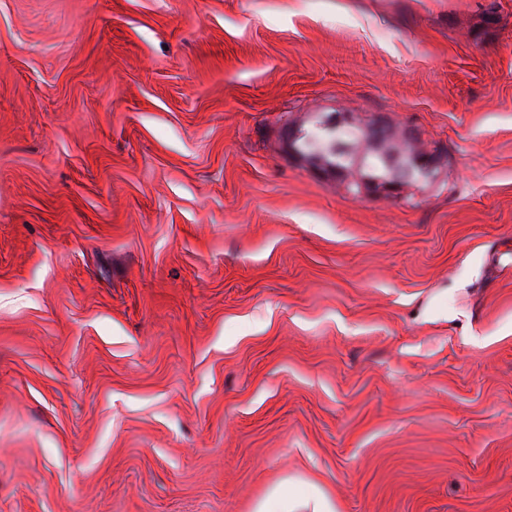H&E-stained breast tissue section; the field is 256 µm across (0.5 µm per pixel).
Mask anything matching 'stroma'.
Segmentation results:
<instances>
[{"mask_svg": "<svg viewBox=\"0 0 512 512\" xmlns=\"http://www.w3.org/2000/svg\"><path fill=\"white\" fill-rule=\"evenodd\" d=\"M269 504L512 512V0H0V512ZM308 137L310 138L309 140L306 138L300 140L302 148L308 150L314 157L321 160L324 165H327L325 169L330 173L336 174V179H343L345 177V169L355 166L357 164L356 157L360 154H362L360 170L363 175L385 178L374 179L367 176L356 178V182H353L355 191H351L355 196L374 195L388 198L398 195L405 185L413 181L433 179L435 176L436 161L431 155L426 154L423 157H417L414 164H402L397 158H390L388 164L392 171L386 177L388 171L384 162L385 156L397 155L404 160L411 155L419 154H406L407 150L400 151L393 147L392 143L395 139V132L392 131L383 138L379 148L374 151H365L362 148L359 127L337 133L326 132L316 128L315 130L308 131ZM337 138L344 139L350 144L349 153H338L336 151V148L338 150L346 149L342 144H337L335 148ZM389 140L390 145H388ZM328 166L341 168H331Z\"/></svg>", "mask_w": 512, "mask_h": 512, "instance_id": "stroma-1", "label": "stroma"}]
</instances>
